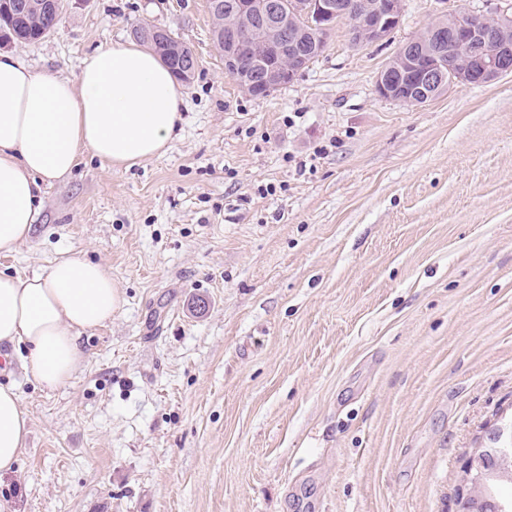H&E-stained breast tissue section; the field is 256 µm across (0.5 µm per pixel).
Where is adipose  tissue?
Segmentation results:
<instances>
[{"label": "adipose tissue", "mask_w": 512, "mask_h": 512, "mask_svg": "<svg viewBox=\"0 0 512 512\" xmlns=\"http://www.w3.org/2000/svg\"><path fill=\"white\" fill-rule=\"evenodd\" d=\"M182 101L162 59L132 41L88 54L74 81L0 53V254L30 239L44 185L68 177L82 153L121 169L165 152ZM121 303L111 273L82 257L44 274L0 271V344L24 347L26 372L57 388L84 361L81 332L111 321ZM29 432L18 392L0 385V475L14 469Z\"/></svg>", "instance_id": "obj_1"}]
</instances>
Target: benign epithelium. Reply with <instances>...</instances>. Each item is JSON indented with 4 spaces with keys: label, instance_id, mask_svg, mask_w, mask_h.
Listing matches in <instances>:
<instances>
[{
    "label": "benign epithelium",
    "instance_id": "1",
    "mask_svg": "<svg viewBox=\"0 0 512 512\" xmlns=\"http://www.w3.org/2000/svg\"><path fill=\"white\" fill-rule=\"evenodd\" d=\"M212 11L224 14V42L230 49L224 51L225 71L237 84L251 95L267 96L292 82L312 61L313 53L307 50L306 31L290 30L292 14H301L314 22L331 20L346 11L343 0H296L292 13L287 15L278 8L276 0H212ZM404 9V0H377L364 11L356 22V34L363 43L385 39L399 24ZM260 23L268 33V42L257 46L248 38L252 23ZM512 23L507 15L484 17L472 14H452L451 23L434 31V42L439 47L455 52L467 50L468 64L462 70H446L431 61L432 52L412 49L407 43L396 53L398 74L413 76L416 86L408 88L384 68L376 82L379 96L411 105L425 104L457 85L481 84L512 72V43H503L498 54L488 59L482 45L496 37L499 30ZM146 36L172 54L184 59L185 66L192 70L196 58L189 46L179 41L170 43L168 30L156 26ZM288 56V69H277L266 64L267 50ZM246 54L252 58V71L240 68L239 58ZM504 430L495 428L488 433L493 442L491 448H475L464 462L463 485L455 498L456 512H509L512 505L495 499L489 493V481L512 479V432L506 437L509 443L499 445Z\"/></svg>",
    "mask_w": 512,
    "mask_h": 512
}]
</instances>
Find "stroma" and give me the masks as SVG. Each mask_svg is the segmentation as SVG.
<instances>
[{
  "instance_id": "obj_1",
  "label": "stroma",
  "mask_w": 512,
  "mask_h": 512,
  "mask_svg": "<svg viewBox=\"0 0 512 512\" xmlns=\"http://www.w3.org/2000/svg\"><path fill=\"white\" fill-rule=\"evenodd\" d=\"M447 12L512 0H404L372 44L337 23L266 97L226 74L208 0H65L14 47L73 81L149 22L197 67L164 154L83 153L0 255L20 275L87 257L124 297L64 386L0 344L30 419L0 512H453L468 453L512 424V74L421 105L376 91Z\"/></svg>"
}]
</instances>
